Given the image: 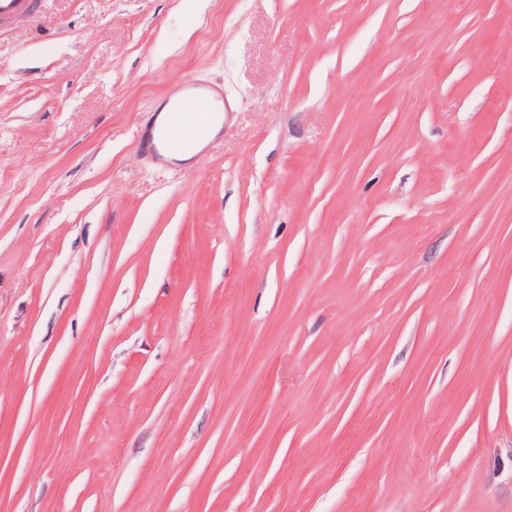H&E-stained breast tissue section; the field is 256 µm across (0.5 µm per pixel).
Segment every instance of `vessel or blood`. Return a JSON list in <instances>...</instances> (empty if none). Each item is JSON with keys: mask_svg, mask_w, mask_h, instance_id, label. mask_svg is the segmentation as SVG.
<instances>
[{"mask_svg": "<svg viewBox=\"0 0 512 512\" xmlns=\"http://www.w3.org/2000/svg\"><path fill=\"white\" fill-rule=\"evenodd\" d=\"M42 6V0H0V28L33 22ZM178 93L177 99L166 100L163 105L168 114L163 131H156L151 123L138 131L144 153L152 158L158 159L163 152L178 150L193 135V128L183 119L186 109L195 108L206 114L224 110V91L220 86L187 80L179 87Z\"/></svg>", "mask_w": 512, "mask_h": 512, "instance_id": "obj_1", "label": "vessel or blood"}]
</instances>
